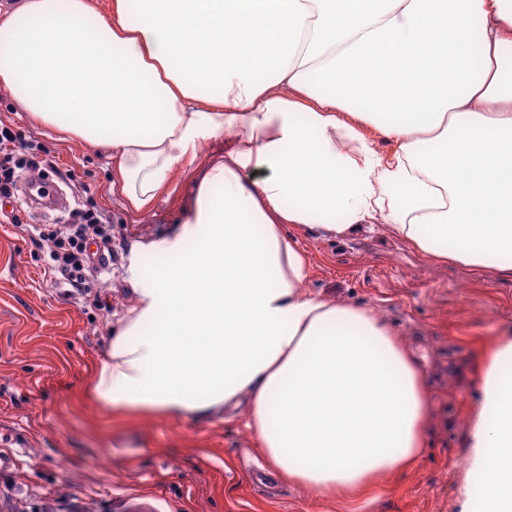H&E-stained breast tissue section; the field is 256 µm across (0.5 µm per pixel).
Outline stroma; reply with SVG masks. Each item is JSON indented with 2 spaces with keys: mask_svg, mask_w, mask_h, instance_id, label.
I'll list each match as a JSON object with an SVG mask.
<instances>
[{
  "mask_svg": "<svg viewBox=\"0 0 512 512\" xmlns=\"http://www.w3.org/2000/svg\"><path fill=\"white\" fill-rule=\"evenodd\" d=\"M0 122L50 152L65 207L0 204V512H463L473 481L467 437L480 406L473 367L484 343L512 326V277L445 263L365 224L345 237L292 230L307 253L305 291L371 311L418 359L430 411L418 465L389 475L368 496L340 500L279 478L247 426L248 396L206 418L111 419L87 394L137 304L130 269L158 262L175 238L194 186L177 166L149 213L113 193L108 152L61 140L0 88ZM112 216V268L93 271L87 295L53 287L46 247L29 226L59 224L75 204ZM22 209V225L10 222Z\"/></svg>",
  "mask_w": 512,
  "mask_h": 512,
  "instance_id": "35a3bbf8",
  "label": "stroma"
}]
</instances>
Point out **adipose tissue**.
Returning a JSON list of instances; mask_svg holds the SVG:
<instances>
[{
	"label": "adipose tissue",
	"instance_id": "adipose-tissue-1",
	"mask_svg": "<svg viewBox=\"0 0 512 512\" xmlns=\"http://www.w3.org/2000/svg\"><path fill=\"white\" fill-rule=\"evenodd\" d=\"M21 0L0 87L112 152L138 212L197 163L181 234L136 265L139 303L93 369L115 414L202 417L250 394L289 480L342 497L414 468L420 369L371 313L305 293L289 228L385 222L473 268L512 251V0ZM390 140L379 152L366 136ZM225 136L224 156L202 160ZM463 512H512V339H490Z\"/></svg>",
	"mask_w": 512,
	"mask_h": 512
}]
</instances>
